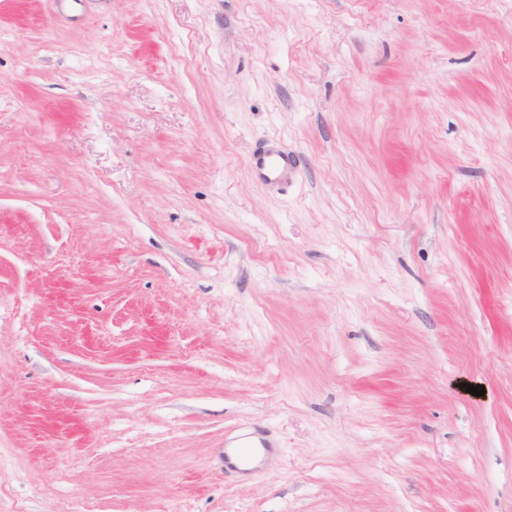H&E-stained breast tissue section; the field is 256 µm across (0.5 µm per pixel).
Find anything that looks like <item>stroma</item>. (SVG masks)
Listing matches in <instances>:
<instances>
[{
    "label": "stroma",
    "mask_w": 512,
    "mask_h": 512,
    "mask_svg": "<svg viewBox=\"0 0 512 512\" xmlns=\"http://www.w3.org/2000/svg\"><path fill=\"white\" fill-rule=\"evenodd\" d=\"M66 505L512 512V0H0V512ZM251 168L260 181L271 185L288 184L293 173L288 154L274 149H264L254 155Z\"/></svg>",
    "instance_id": "stroma-1"
}]
</instances>
